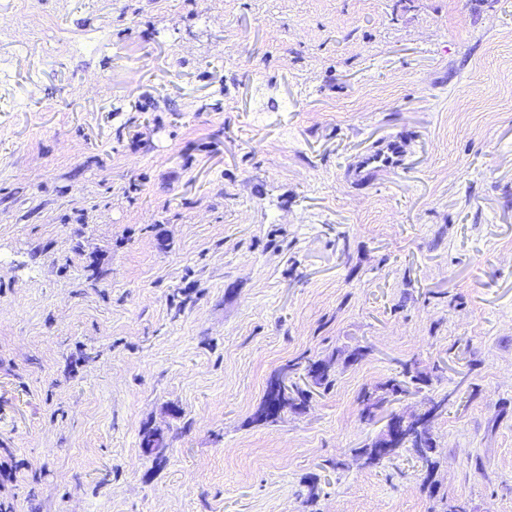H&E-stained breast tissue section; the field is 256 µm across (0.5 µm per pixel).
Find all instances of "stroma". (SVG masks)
<instances>
[{
	"label": "stroma",
	"instance_id": "stroma-1",
	"mask_svg": "<svg viewBox=\"0 0 512 512\" xmlns=\"http://www.w3.org/2000/svg\"><path fill=\"white\" fill-rule=\"evenodd\" d=\"M431 398L433 494L355 454ZM1 462L0 512H512V0H0ZM407 148L408 144L402 139L383 140L356 158L348 176L353 183L363 185L378 172L400 168ZM270 392L267 391V394L256 413L255 420L256 421H264V422H275L279 417L281 412L288 408H298L301 404L305 403L307 397H309V392L307 390L297 391L296 395L285 405L276 406L272 399L270 398Z\"/></svg>",
	"mask_w": 512,
	"mask_h": 512
}]
</instances>
